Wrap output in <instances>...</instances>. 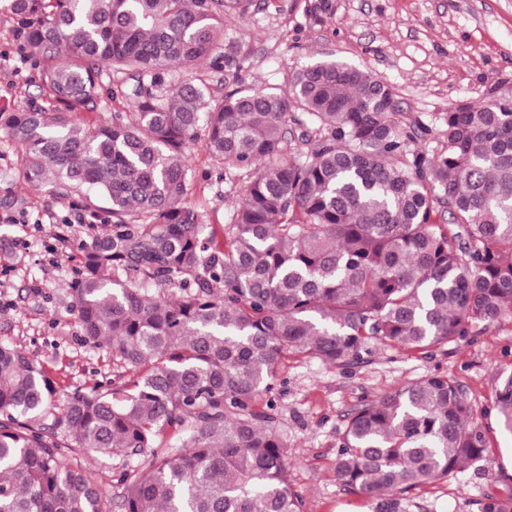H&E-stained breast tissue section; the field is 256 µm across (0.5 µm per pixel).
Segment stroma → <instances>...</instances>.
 <instances>
[{
    "instance_id": "1",
    "label": "stroma",
    "mask_w": 512,
    "mask_h": 512,
    "mask_svg": "<svg viewBox=\"0 0 512 512\" xmlns=\"http://www.w3.org/2000/svg\"><path fill=\"white\" fill-rule=\"evenodd\" d=\"M335 4L332 21L323 26L309 23L303 0H275L274 7L227 18V31L248 56L246 80L276 85L289 67L336 54L394 85L402 120L420 126L418 144L434 151L444 146L443 115L452 103H480L493 88L512 91V0ZM47 103L18 21L0 16V111ZM188 163L195 174L189 201L202 213L207 234L222 239L240 185L225 181L223 163L202 148L191 151ZM72 205L70 198L27 185L18 147L0 134V343L24 350L64 391L110 384L119 372L110 352L81 343L68 289L77 255L54 252L56 227L41 221L47 213L69 218L72 239L85 237L88 228L73 222ZM510 371V320L427 356L375 344L347 370L289 355L277 392L278 429L303 512H373L336 480L344 427L362 402L433 373L459 384L489 446L464 471L411 491L400 512H477L484 494L512 487V434L501 429L492 408L498 377Z\"/></svg>"
}]
</instances>
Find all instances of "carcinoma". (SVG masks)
<instances>
[{
  "label": "carcinoma",
  "mask_w": 512,
  "mask_h": 512,
  "mask_svg": "<svg viewBox=\"0 0 512 512\" xmlns=\"http://www.w3.org/2000/svg\"><path fill=\"white\" fill-rule=\"evenodd\" d=\"M333 0H305L315 24ZM254 0H0L48 105L0 113L25 182L106 215L68 283L85 344L124 371L72 392L0 344V512H112L75 450L136 458L122 512H301L272 394L290 354L341 369L369 347L427 355L512 319V92L460 100L416 146L396 92L328 56L246 83L224 19ZM224 71V97L176 74ZM105 75L130 111L86 122ZM242 180L224 241L188 201L196 144ZM493 408L512 433V373ZM178 445L161 452L168 436ZM473 408L427 375L349 417L336 478L375 512L483 457ZM479 512H512V490Z\"/></svg>",
  "instance_id": "cac0c4a2"
}]
</instances>
